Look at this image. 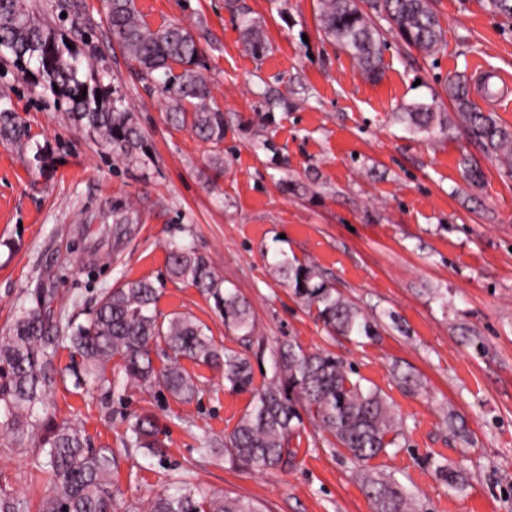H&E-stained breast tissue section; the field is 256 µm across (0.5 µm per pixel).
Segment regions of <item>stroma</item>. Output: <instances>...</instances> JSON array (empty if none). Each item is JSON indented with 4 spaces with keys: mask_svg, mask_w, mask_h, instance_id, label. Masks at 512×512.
Masks as SVG:
<instances>
[{
    "mask_svg": "<svg viewBox=\"0 0 512 512\" xmlns=\"http://www.w3.org/2000/svg\"><path fill=\"white\" fill-rule=\"evenodd\" d=\"M431 3L444 48L429 56L386 31L384 75L372 83L323 33L319 0H136L151 27L180 22L197 39L200 71L224 114L217 149L168 124L113 38L102 0H83L74 41L141 127L144 147L132 157L103 148L0 58V108L29 133L19 144L0 141V336L33 299L56 316L149 279L160 312L190 314L217 346L250 356L255 385L272 379L271 354L285 341L353 365L402 421L398 447L369 466L417 512H512V170L469 138L445 93L455 76L475 80L479 62L512 76V26L479 0ZM247 18L264 31L261 54L243 44ZM428 102L450 127L427 137L401 116ZM216 152L220 173L208 166ZM465 154L481 167L479 183L463 172ZM118 203L138 222L117 250ZM171 241L192 244L250 302L263 355L225 328L213 299L169 277ZM283 258L313 266L375 317L377 338L330 334L278 272ZM54 364L68 379L47 400L93 447L120 448L131 413L152 415L161 430L164 457L122 455L119 507L186 478L261 512H374L352 456L312 422L292 437L296 457L281 469H243L207 451V438L230 433L253 404L252 392L230 390L208 367L187 364L199 394L184 402L128 386L114 368L109 397L75 386L63 346ZM407 372L412 382L401 383ZM41 461L27 439L0 428V488L30 512L50 488Z\"/></svg>",
    "mask_w": 512,
    "mask_h": 512,
    "instance_id": "35a3bbf8",
    "label": "stroma"
}]
</instances>
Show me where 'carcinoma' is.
Listing matches in <instances>:
<instances>
[{
	"label": "carcinoma",
	"mask_w": 512,
	"mask_h": 512,
	"mask_svg": "<svg viewBox=\"0 0 512 512\" xmlns=\"http://www.w3.org/2000/svg\"><path fill=\"white\" fill-rule=\"evenodd\" d=\"M483 8L512 22V0H483ZM385 17L404 45L431 54L440 49L444 32L431 0H320L325 35L340 41L370 80L381 74L385 39L377 20ZM106 18L141 79L166 103L170 124L188 126L199 139L216 146L223 143L224 113L214 107L210 87L198 71L201 50L192 32L178 23L151 28L135 0H106ZM244 34L247 50L264 49L259 23L246 22ZM70 42L68 35L38 19L31 0H0V56L31 74L35 85L52 92L54 105L96 134L112 153L126 157L142 149L144 136L124 99L110 97L109 87L101 83L91 62L68 47ZM446 92L470 137L512 169V131L476 104L466 82L451 81ZM406 119L417 134H429L437 125L448 127V119L427 103L415 105ZM24 137L15 113L0 110V139L20 142ZM133 220L126 207L112 208L116 244L131 234ZM278 270L288 277L294 295L316 308L317 318L330 331L375 336L376 321L329 287L314 268L284 258ZM168 272L212 298L225 327L250 343L255 341L250 303L224 288V279L195 248L171 245ZM158 297L159 288L152 281H126L104 291L94 308L83 312L82 320L62 313L52 322L41 306L25 307L10 333L0 337V419L11 432L29 436L50 475L51 491L39 512H114L117 495L113 476L120 453L91 447L78 425L59 422L49 411L46 396L60 379L53 364L58 341L81 359L82 370L73 371L74 385L89 380L106 397L112 391L107 371L114 359L126 382L158 387L183 401L195 397L198 383L182 361L214 369L230 389L252 391L255 403L230 434L206 440L209 451L222 448L232 464L254 471L278 468L295 459L296 450L289 443L306 416L319 430L333 435L359 465L358 476L374 512H413L395 483L368 469L370 460L397 444L402 423L380 390L353 378L357 374L353 367L327 351L306 352L292 343L282 344L273 352L276 379L257 388L247 357L217 348L189 315L158 313ZM126 422L123 448H144L165 456V443L152 416L130 415ZM27 509L26 502L0 490V512ZM148 512L257 510L241 498L207 497L183 479L174 492L156 496Z\"/></svg>",
	"instance_id": "obj_1"
}]
</instances>
